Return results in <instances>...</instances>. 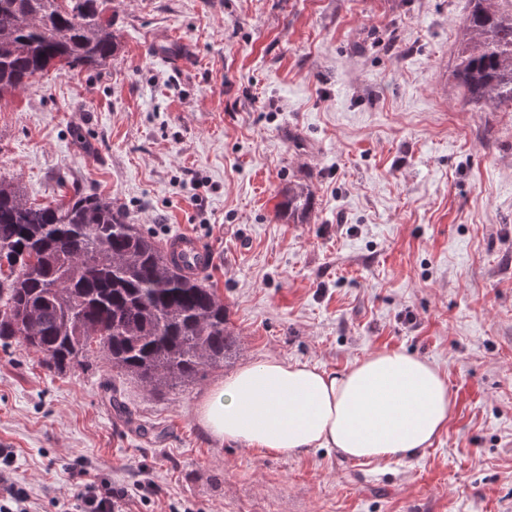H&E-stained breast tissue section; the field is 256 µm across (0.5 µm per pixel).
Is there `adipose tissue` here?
I'll return each mask as SVG.
<instances>
[{"label":"adipose tissue","instance_id":"1","mask_svg":"<svg viewBox=\"0 0 512 512\" xmlns=\"http://www.w3.org/2000/svg\"><path fill=\"white\" fill-rule=\"evenodd\" d=\"M453 403L430 363L376 351L341 371L266 358L212 387L199 407L214 437L246 448L301 455L333 448L353 460L424 453L445 429Z\"/></svg>","mask_w":512,"mask_h":512}]
</instances>
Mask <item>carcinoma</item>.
I'll return each instance as SVG.
<instances>
[{
  "label": "carcinoma",
  "instance_id": "obj_1",
  "mask_svg": "<svg viewBox=\"0 0 512 512\" xmlns=\"http://www.w3.org/2000/svg\"><path fill=\"white\" fill-rule=\"evenodd\" d=\"M453 77L465 105L512 106V0H471ZM112 0H0V98L50 69L107 65L119 48ZM311 194L288 188L299 219ZM19 336L57 371L96 350L153 390L190 382L235 349L215 289L170 264L163 246L96 194L29 202L0 176V340Z\"/></svg>",
  "mask_w": 512,
  "mask_h": 512
}]
</instances>
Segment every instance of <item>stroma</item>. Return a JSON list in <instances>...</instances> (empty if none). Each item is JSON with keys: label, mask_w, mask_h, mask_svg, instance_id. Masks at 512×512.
I'll return each mask as SVG.
<instances>
[{"label": "stroma", "mask_w": 512, "mask_h": 512, "mask_svg": "<svg viewBox=\"0 0 512 512\" xmlns=\"http://www.w3.org/2000/svg\"><path fill=\"white\" fill-rule=\"evenodd\" d=\"M114 7L109 65L0 98V176L33 203L78 189L158 241L200 237L238 352L154 391L0 345V444L30 512H65L82 470L130 512H512V108L471 111L452 77L470 0ZM297 184L313 199L294 224ZM384 349L432 363L455 401L423 456H277L199 421L247 363L339 371ZM311 200L309 190L303 187L288 186V195L280 205L281 211L284 214L288 213V220L303 218L309 211Z\"/></svg>", "instance_id": "1"}]
</instances>
